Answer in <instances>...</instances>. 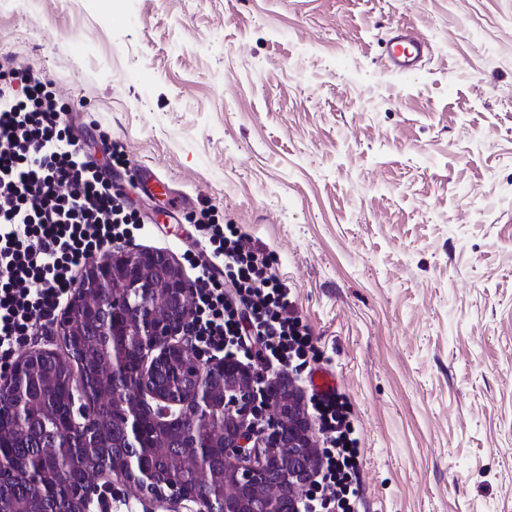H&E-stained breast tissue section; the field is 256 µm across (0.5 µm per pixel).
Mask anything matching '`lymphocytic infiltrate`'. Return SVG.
Returning <instances> with one entry per match:
<instances>
[{
	"label": "lymphocytic infiltrate",
	"instance_id": "f902f5d3",
	"mask_svg": "<svg viewBox=\"0 0 512 512\" xmlns=\"http://www.w3.org/2000/svg\"><path fill=\"white\" fill-rule=\"evenodd\" d=\"M137 219L114 193L106 168L85 154L41 71L0 61V371L34 335L54 324L68 302L75 273L112 242L130 238ZM195 271L196 342L213 354L250 356L268 365L304 367L310 332L294 312L291 291L267 255L230 224H202ZM329 447L331 492L310 494L314 512H354L358 450L341 396L314 395Z\"/></svg>",
	"mask_w": 512,
	"mask_h": 512
}]
</instances>
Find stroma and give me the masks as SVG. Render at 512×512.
Listing matches in <instances>:
<instances>
[{"mask_svg":"<svg viewBox=\"0 0 512 512\" xmlns=\"http://www.w3.org/2000/svg\"><path fill=\"white\" fill-rule=\"evenodd\" d=\"M432 52L384 72L383 28ZM183 263L268 254L357 438L358 512H512V0H0V57ZM165 190L149 194L135 166Z\"/></svg>","mask_w":512,"mask_h":512,"instance_id":"stroma-1","label":"stroma"}]
</instances>
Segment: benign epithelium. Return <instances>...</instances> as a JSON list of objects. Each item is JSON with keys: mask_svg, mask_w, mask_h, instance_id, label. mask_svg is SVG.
Instances as JSON below:
<instances>
[{"mask_svg": "<svg viewBox=\"0 0 512 512\" xmlns=\"http://www.w3.org/2000/svg\"><path fill=\"white\" fill-rule=\"evenodd\" d=\"M192 284L166 252L150 248L110 251L91 259L59 326L69 333L93 317L86 310L112 309V335L138 337L144 368L124 376V346H112V363L97 374V384L71 387L69 433L102 448L109 412L120 410V447L140 446L141 422L151 419L165 439L174 427L200 432L217 393H224V427L220 444H196L169 457L166 478L158 481L128 458H113L112 471L93 463L83 485L70 496L71 512H92L102 498L100 481L110 475L136 487L142 501L162 512H301L300 503L315 482L320 460L314 428L293 389L276 381L258 406L253 370L233 357L217 362L205 357L189 333ZM52 349L29 350L0 378L4 401L16 376ZM166 367L182 373L183 383L170 390L155 384L154 371ZM222 449L221 464L208 472L206 484L187 488L183 474L204 466V455Z\"/></svg>", "mask_w": 512, "mask_h": 512, "instance_id": "7a95c632", "label": "benign epithelium"}]
</instances>
